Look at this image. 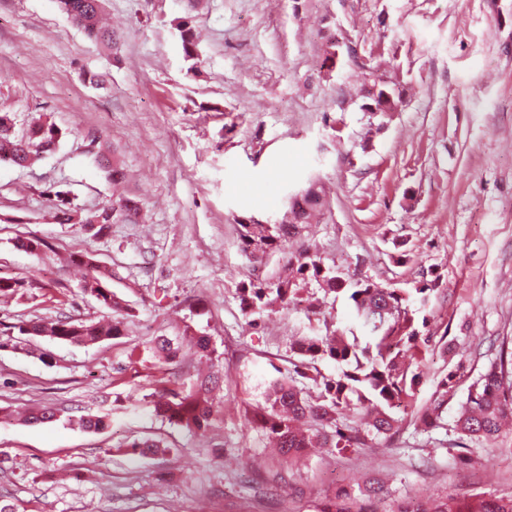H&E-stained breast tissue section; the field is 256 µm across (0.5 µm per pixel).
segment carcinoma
<instances>
[{"label":"carcinoma","mask_w":512,"mask_h":512,"mask_svg":"<svg viewBox=\"0 0 512 512\" xmlns=\"http://www.w3.org/2000/svg\"><path fill=\"white\" fill-rule=\"evenodd\" d=\"M59 3L88 38L110 48L117 44L116 33L102 23V0H59ZM62 137V129L47 121L34 123L19 136L9 113L0 111V161L11 156L15 163L25 167L40 155L54 151ZM47 194L57 223L71 224L77 219L98 234L140 211L137 201L119 195L107 205L80 214L68 191L52 187ZM320 206L321 189L311 182L300 200L288 203L280 222L258 224L251 217L238 219V235L245 256L261 262L280 253L288 270L284 277L251 280L241 285L239 300L250 317L249 325H258L268 311L304 301L301 285L314 282L326 297L349 292L355 313L372 339L363 346L357 337L327 328L325 333L306 336L299 343L298 354L304 357L301 364L286 370L274 367L277 376L267 382L263 400L253 406L248 420L262 430L277 450L276 468L266 478L277 490L288 486V465L302 457L307 449L333 448L342 453L366 445V436L358 431L347 433L339 426L338 415L346 408L357 411L367 433L376 436L393 433L398 419L392 416L391 409L401 406L411 396L419 378L412 367L430 342V338L421 337L414 328L415 318L401 290L368 280L349 284L336 269L325 267L309 249H288V242L299 233V228L311 223ZM109 278L97 266L86 265L84 291L110 308L112 318L106 321L60 318L22 324L18 326L19 332L77 344H93L122 335L128 308L107 287ZM190 343L200 356L210 361L216 357V349L208 337H193ZM153 349L160 359L170 361L178 356L180 346L166 336H159ZM322 358L341 363L346 369L337 379L313 377L319 389V395L314 397L299 385V379L307 377L306 370ZM220 381L212 373L196 378L186 389H167L155 402V410L171 424L203 432L214 413L213 390ZM447 395L448 378L444 377L436 398L418 416L424 426H438ZM508 423H512V336L499 339L495 359L458 403L456 430L462 441L455 447H464L467 440L495 441ZM377 493L375 488H361L357 495L343 489L324 498L319 512H512V495L503 497L487 492L464 497L440 495L425 503L409 500L395 511L365 508L363 500Z\"/></svg>","instance_id":"1"}]
</instances>
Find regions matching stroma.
Returning a JSON list of instances; mask_svg holds the SVG:
<instances>
[{"instance_id":"1","label":"stroma","mask_w":512,"mask_h":512,"mask_svg":"<svg viewBox=\"0 0 512 512\" xmlns=\"http://www.w3.org/2000/svg\"><path fill=\"white\" fill-rule=\"evenodd\" d=\"M103 14L112 48L58 0H0V109L16 131L48 117L66 133L32 166L0 162V278L25 284L0 299V498L18 512H314L379 479L389 505L512 493V454L474 442L469 466L451 446L459 401L496 337L512 335V0H104ZM181 19L201 34L191 58ZM375 88L397 111H365ZM312 181L325 205L297 245L348 280L431 287L428 304L409 302L433 339L411 408L430 405L446 374L453 387L443 428L425 432L411 408L394 410L393 438L304 457L287 492L265 495L267 441L246 410L275 367L298 361L299 337L360 325L340 293L322 316L302 304L249 326L237 288L274 276L282 259L250 263L236 220L282 218ZM53 183L78 208L117 192L140 214L100 235L56 223ZM29 235L48 249L16 248ZM81 255L111 273L130 312L125 335L91 345L19 335L29 321L109 316L83 290ZM199 335L224 376L202 434L154 411L163 389L200 370L187 345ZM158 336L183 343L174 362L156 358ZM37 406L55 420L25 422ZM86 416L107 428L83 431ZM144 437L164 452L128 454Z\"/></svg>"}]
</instances>
